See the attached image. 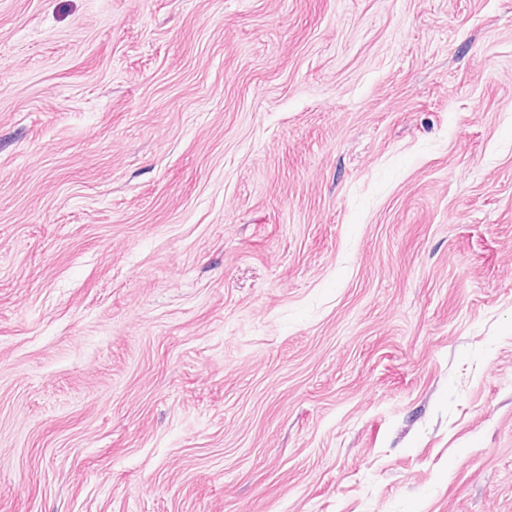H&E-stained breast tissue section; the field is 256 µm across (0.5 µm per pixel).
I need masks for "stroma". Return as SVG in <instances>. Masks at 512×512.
Here are the masks:
<instances>
[{"instance_id": "obj_1", "label": "stroma", "mask_w": 512, "mask_h": 512, "mask_svg": "<svg viewBox=\"0 0 512 512\" xmlns=\"http://www.w3.org/2000/svg\"><path fill=\"white\" fill-rule=\"evenodd\" d=\"M0 512H512V0H0Z\"/></svg>"}]
</instances>
